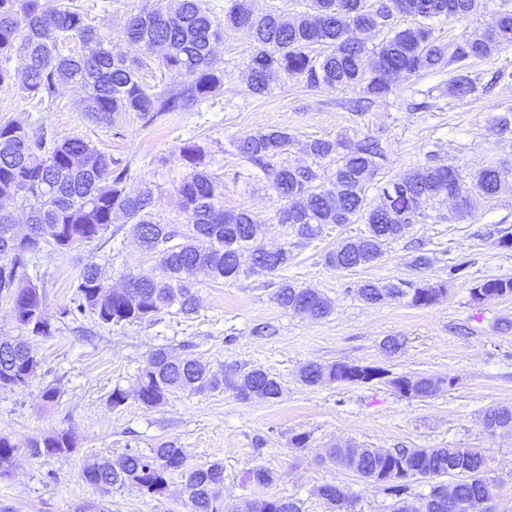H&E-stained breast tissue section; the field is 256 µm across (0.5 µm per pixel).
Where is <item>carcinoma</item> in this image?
Here are the masks:
<instances>
[{"instance_id":"obj_1","label":"carcinoma","mask_w":512,"mask_h":512,"mask_svg":"<svg viewBox=\"0 0 512 512\" xmlns=\"http://www.w3.org/2000/svg\"><path fill=\"white\" fill-rule=\"evenodd\" d=\"M306 0L307 11L288 15L274 7L261 16L252 14L247 0H225L224 17L211 11L206 0H168L162 8L141 9L129 21L125 37L139 48L134 56L114 54L99 29L73 0H57L47 9L42 0H0V86L18 87L41 105H53L58 87L78 84L85 92L82 112L87 120L110 125L116 117L133 112L150 125L172 112H189L224 85V68L218 65L213 44L224 28L245 29L252 39L248 60V91L263 96L270 77L284 72L309 87H358L368 102L392 92V78L418 75L455 67L460 74L448 82V94L465 97L477 89L478 78L464 72L474 59H490L512 47V10L500 13L495 28L451 46L433 36L429 21L440 17L466 19L479 0ZM413 18L403 29L389 27L393 13ZM386 31L383 40L367 48L362 35ZM374 55L364 65L366 53ZM19 54L20 70L7 66ZM183 78L176 87L158 88L145 80L152 64ZM295 137L282 130L259 132L230 146L246 165L270 176L271 189L284 202L276 223L288 225L291 236L311 241L327 224L364 221L367 228L356 239L340 241L325 255V263L338 270H353L376 263L384 246L405 237L426 215L424 199L446 196L455 201L456 217L473 216L477 202L490 200L501 190L508 172L489 166L466 180L459 170L426 163L402 177L376 187L375 176L383 168L385 151L374 137L309 139L306 153L314 160L336 163L328 176L312 166H291L281 160ZM179 157L188 173L177 186L187 224L179 227L157 221L152 211V190H127L136 175L132 162L100 151L81 137L57 139L40 127L32 129L16 121L0 123V301L12 310L20 336L0 342V388L29 386L40 369L27 337L51 336L57 330L44 311L45 293L33 276L34 260L50 247L64 251L81 243L101 240L118 217L130 225L141 246L160 256V278L129 273L125 285L114 289L101 277L98 265L84 266L76 292L59 312V322L87 314L102 326L150 322L164 310L185 316L197 310L195 276L235 281L250 273L276 274L292 263L291 247L267 250L260 244L264 224L248 213L224 208V183L205 163L204 146L189 141ZM13 202L27 211L29 234L19 237L4 203ZM447 292L443 286L412 280L381 284L365 280L357 285V297L367 304L405 301L413 307H430ZM471 299L512 297V277L492 278L470 288ZM274 299L284 310L304 311L325 317L331 301L311 288L285 279L277 282ZM378 367L349 370L344 362L324 365L308 362L300 369L307 386L357 384L384 378ZM387 383L405 398L423 400L435 396L444 381L431 376L399 375ZM224 390L238 399H277L280 381L261 368L244 370L236 365L212 372L187 356L173 359L159 348L137 380L136 399L157 407L177 392L204 393ZM486 430H512V409L491 408L484 413ZM74 441L61 430L34 437L27 451L35 457L70 453ZM19 448L0 434V472L7 470ZM333 462L381 486L395 498L392 512H452L451 503H470L471 512H485L484 501L497 485L486 476L487 458L481 448H333ZM186 471V492L191 512H224V465L213 462L185 469L181 449L162 444L145 453L131 449L117 463H88L83 479L107 488L132 486L150 496L165 494L172 475ZM433 481L419 506L406 494L415 480ZM330 512H351L354 496L336 485L319 489ZM252 512H303L294 498H262Z\"/></svg>"}]
</instances>
